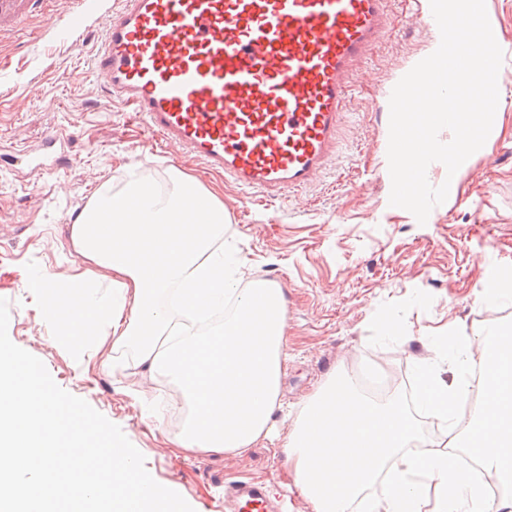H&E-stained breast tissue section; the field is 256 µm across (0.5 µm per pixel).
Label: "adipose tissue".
<instances>
[{
  "label": "adipose tissue",
  "instance_id": "1",
  "mask_svg": "<svg viewBox=\"0 0 512 512\" xmlns=\"http://www.w3.org/2000/svg\"><path fill=\"white\" fill-rule=\"evenodd\" d=\"M70 239L79 266L28 280L45 291L46 326L99 369L127 350L149 376L174 381L189 405L172 438L184 451L236 454L268 436L282 408L285 303L225 251L223 204L187 176L170 193L133 178L103 187ZM423 344L411 403L447 423L425 452L408 450L421 435L402 396L373 400L342 372L293 412L289 471L311 512H350L377 482L369 512H512L511 496L488 497L460 466L456 444L466 436L477 466L512 486V323L479 336L451 326Z\"/></svg>",
  "mask_w": 512,
  "mask_h": 512
}]
</instances>
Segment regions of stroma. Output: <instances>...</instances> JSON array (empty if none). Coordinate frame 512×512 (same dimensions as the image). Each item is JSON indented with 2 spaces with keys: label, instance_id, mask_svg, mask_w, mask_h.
Masks as SVG:
<instances>
[{
  "label": "stroma",
  "instance_id": "35a3bbf8",
  "mask_svg": "<svg viewBox=\"0 0 512 512\" xmlns=\"http://www.w3.org/2000/svg\"><path fill=\"white\" fill-rule=\"evenodd\" d=\"M80 2L86 27L74 41L62 22ZM118 2L53 0L56 27L32 22L0 42V299L9 305V337L58 386L118 425L152 477L175 485L194 512H224L219 487L242 478L274 482L288 512H310L289 475L288 410L300 408L335 369L361 387L398 374L412 382V360L424 353L420 337L450 320L473 336L512 322V301L473 303L485 280L512 276V0H486L503 50L492 131L423 225L389 203L387 148L391 92L435 38L429 0H389L394 24L357 68L335 161L313 186L278 196L242 191L210 173L108 97L92 51ZM52 130L66 156L47 175L24 157ZM181 173L223 204L224 243L241 249L246 273L276 283L285 300L283 410L270 436L235 455L173 448L166 438L187 411L177 387L148 379L131 362L111 372L87 368L40 322L37 291L25 285L26 275H65L76 266L70 226L100 185L135 176L173 188ZM383 313L405 325L409 342L376 338L373 319ZM153 409L162 412L164 430L147 419Z\"/></svg>",
  "mask_w": 512,
  "mask_h": 512
}]
</instances>
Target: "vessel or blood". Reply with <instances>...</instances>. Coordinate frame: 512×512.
Instances as JSON below:
<instances>
[{"instance_id":"vessel-or-blood-1","label":"vessel or blood","mask_w":512,"mask_h":512,"mask_svg":"<svg viewBox=\"0 0 512 512\" xmlns=\"http://www.w3.org/2000/svg\"><path fill=\"white\" fill-rule=\"evenodd\" d=\"M48 0H0V35ZM387 0H120L95 65L148 129L243 190L310 186L338 146L354 67L392 26ZM271 512L269 485L230 486Z\"/></svg>"}]
</instances>
